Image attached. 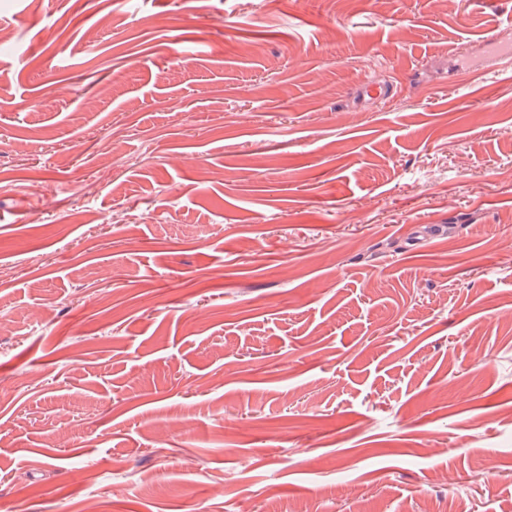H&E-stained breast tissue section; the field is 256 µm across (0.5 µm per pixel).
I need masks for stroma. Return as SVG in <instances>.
I'll use <instances>...</instances> for the list:
<instances>
[{"label":"stroma","instance_id":"obj_1","mask_svg":"<svg viewBox=\"0 0 512 512\" xmlns=\"http://www.w3.org/2000/svg\"><path fill=\"white\" fill-rule=\"evenodd\" d=\"M73 1L0 0V512H512V0Z\"/></svg>","mask_w":512,"mask_h":512}]
</instances>
